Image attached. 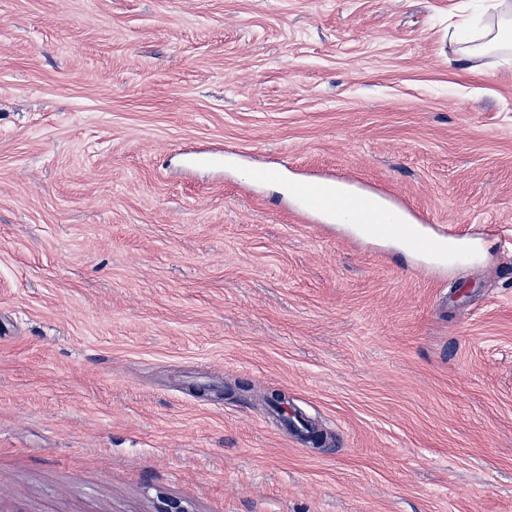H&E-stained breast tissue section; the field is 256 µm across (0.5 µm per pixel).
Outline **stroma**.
<instances>
[{
    "label": "stroma",
    "mask_w": 512,
    "mask_h": 512,
    "mask_svg": "<svg viewBox=\"0 0 512 512\" xmlns=\"http://www.w3.org/2000/svg\"><path fill=\"white\" fill-rule=\"evenodd\" d=\"M489 5L0 0V512H512V50L454 40ZM313 174L478 255L300 222Z\"/></svg>",
    "instance_id": "stroma-1"
}]
</instances>
